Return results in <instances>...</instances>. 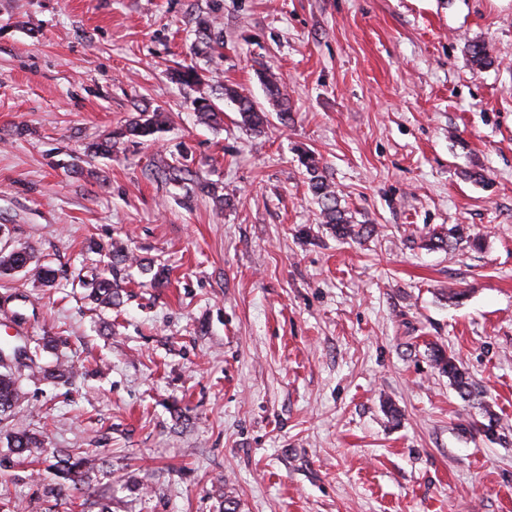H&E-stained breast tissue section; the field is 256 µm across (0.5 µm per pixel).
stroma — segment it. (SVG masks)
<instances>
[{
  "label": "stroma",
  "mask_w": 512,
  "mask_h": 512,
  "mask_svg": "<svg viewBox=\"0 0 512 512\" xmlns=\"http://www.w3.org/2000/svg\"><path fill=\"white\" fill-rule=\"evenodd\" d=\"M215 3L212 129L171 73ZM263 66L292 119L254 135L222 93L267 107ZM139 107L167 112L157 143L89 156ZM305 151L369 234L322 224ZM181 153L224 210L153 177ZM456 224L482 248H428ZM113 241L139 263L110 308L89 245ZM21 247L55 282L0 275V339L23 314L15 344L71 374L12 363L0 459L24 430L101 471L78 506L46 465L0 466V512H512V0H0V250ZM433 361L441 373L448 375V379L461 397L470 398L473 394L472 384L462 364L441 349L434 350Z\"/></svg>",
  "instance_id": "obj_1"
}]
</instances>
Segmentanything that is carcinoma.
<instances>
[{
	"instance_id": "carcinoma-1",
	"label": "carcinoma",
	"mask_w": 512,
	"mask_h": 512,
	"mask_svg": "<svg viewBox=\"0 0 512 512\" xmlns=\"http://www.w3.org/2000/svg\"><path fill=\"white\" fill-rule=\"evenodd\" d=\"M217 27L216 10L203 13L196 17V32L199 41L194 47V54L208 57H222L224 41L215 36ZM465 51L470 62L480 68L492 64L488 46L485 42L475 40L465 45ZM257 77L264 86L268 101L277 112L281 124H288L290 110L288 107V94L281 78L268 68L257 71ZM172 78L184 85L201 87L207 82L205 72L198 68L196 63L190 62L173 70ZM224 98L230 100L241 118V125L247 131L262 133L269 125L268 111L260 108L256 103L235 89L224 88ZM194 112L199 121L207 126L216 127L224 121L222 110L207 93L202 92L193 102ZM166 117L158 109L143 108L133 114L119 131L114 132L90 145V155L93 157L110 156L117 153L127 141L153 142L157 134L165 128ZM301 164L307 174V187L313 198L320 206L322 223L329 226L338 239H347L359 234L347 216V210L341 207L336 187L326 175L320 158L306 152L301 156ZM154 175L170 179L175 182H185L194 177V172L180 160L171 162L162 160L155 165ZM430 245L437 249L456 246L463 242L472 248L482 247V241L466 234L464 226L456 224L449 229L435 231L429 239ZM100 251H106L110 259V275H103L93 285V298L100 304H120L119 288L122 287L121 272L136 262L134 255L130 254L119 242L108 245H96ZM34 258L33 251L26 248L12 250L0 255V272L8 273L20 268H29ZM433 361L441 373L448 375L451 384L463 398L473 394L472 384L462 364L453 357L448 356L441 349L434 350ZM21 391L15 374L10 366L3 365L0 371V413L11 412L20 406ZM10 448L18 459L24 461L31 457H39L44 453L42 442L35 435L25 431L15 433L10 440ZM56 481L47 484L46 497L73 501L84 494L89 475L97 469L95 459L87 455L61 452L55 456L52 464Z\"/></svg>"
}]
</instances>
